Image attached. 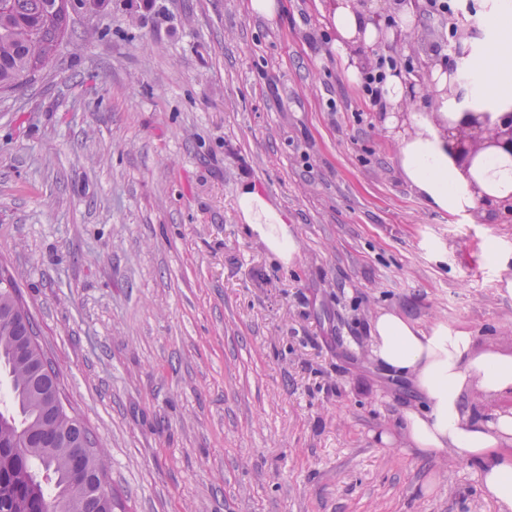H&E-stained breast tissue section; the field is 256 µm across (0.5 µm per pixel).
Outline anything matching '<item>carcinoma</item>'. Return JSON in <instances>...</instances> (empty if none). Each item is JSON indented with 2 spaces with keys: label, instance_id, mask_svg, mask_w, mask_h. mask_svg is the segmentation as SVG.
<instances>
[{
  "label": "carcinoma",
  "instance_id": "cac0c4a2",
  "mask_svg": "<svg viewBox=\"0 0 512 512\" xmlns=\"http://www.w3.org/2000/svg\"><path fill=\"white\" fill-rule=\"evenodd\" d=\"M54 0H7L0 10V91L32 80L65 43L70 15L51 12ZM17 281L0 272V369L10 378L9 399L0 406V512H114L117 502L101 488L100 449L80 420L57 412L52 393L57 373H37L32 355L19 350L36 323L22 306ZM83 448L85 486L74 488L72 462Z\"/></svg>",
  "mask_w": 512,
  "mask_h": 512
}]
</instances>
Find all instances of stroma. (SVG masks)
<instances>
[{
	"instance_id": "stroma-1",
	"label": "stroma",
	"mask_w": 512,
	"mask_h": 512,
	"mask_svg": "<svg viewBox=\"0 0 512 512\" xmlns=\"http://www.w3.org/2000/svg\"><path fill=\"white\" fill-rule=\"evenodd\" d=\"M354 2L393 28L346 61L336 0L272 20L247 0H94L0 93V269L124 512H499L475 464L397 439L421 396L368 327L397 310L511 354L512 199L431 206L399 151L428 85L379 112L347 76L484 50V0H455L443 30ZM246 183L292 260L242 221ZM238 205L245 224H249L269 250L285 261L292 259L297 251L294 239L281 214L272 208L254 189L252 184H244L238 194Z\"/></svg>"
}]
</instances>
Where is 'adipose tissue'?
<instances>
[{
	"mask_svg": "<svg viewBox=\"0 0 512 512\" xmlns=\"http://www.w3.org/2000/svg\"><path fill=\"white\" fill-rule=\"evenodd\" d=\"M338 33L336 51L372 47L377 29L360 7L345 4L332 17ZM493 35L476 71L477 98L512 102V0H495L486 16ZM402 168L412 186L435 207L454 212L475 207L472 182L485 195L512 196V155L494 152L460 168L448 153V140L426 118L400 144ZM241 217L269 250L283 260L297 251L281 214L254 189L243 185L238 194ZM372 353L388 371L407 377L425 405L402 414L400 430L411 448L438 458L453 452L478 466L484 498L512 512V409L481 418L471 407L473 392L489 398L512 395V354L477 347L468 333L436 323L419 328L398 311L382 310L370 321Z\"/></svg>",
	"mask_w": 512,
	"mask_h": 512,
	"instance_id": "obj_1",
	"label": "adipose tissue"
}]
</instances>
